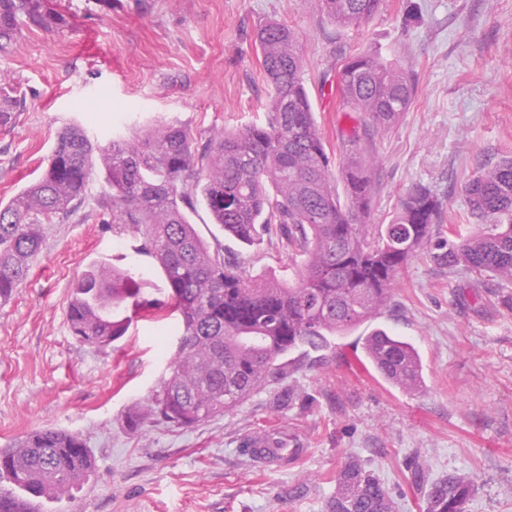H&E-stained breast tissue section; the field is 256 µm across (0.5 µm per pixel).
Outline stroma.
<instances>
[{
  "instance_id": "35a3bbf8",
  "label": "stroma",
  "mask_w": 512,
  "mask_h": 512,
  "mask_svg": "<svg viewBox=\"0 0 512 512\" xmlns=\"http://www.w3.org/2000/svg\"><path fill=\"white\" fill-rule=\"evenodd\" d=\"M62 25L26 34L0 53V72L23 104L0 126V201L43 172L59 132L80 125L92 142L132 134L161 119L188 127L198 142L263 123L271 94L254 40L270 20L290 25L305 87L335 167L351 151L344 137L367 121L338 109L336 71L362 54L407 72L412 103L388 133L374 136L379 161L370 213L390 223L415 185L446 200L444 228L476 229L464 186L512 154V0H384L357 28L322 16L317 0H50ZM102 166L69 220L48 224L28 278L0 301V450L53 427L79 434L94 460L91 476L43 512H324L347 459L375 470L396 512H423L417 476L460 474L476 491L467 512H512V310L506 286L412 260L387 306L345 336L334 358L290 366L301 407L275 408L274 389L191 428H132L166 369L151 320L133 323L104 348L76 341L66 316L77 279L91 265H158L138 255L136 237L102 207ZM189 219L210 245L252 274L290 278L291 255L275 228L247 247L213 224L204 204ZM385 328L418 349L424 382L406 391L381 380L361 336ZM280 433L306 453L267 474L241 449L244 439Z\"/></svg>"
}]
</instances>
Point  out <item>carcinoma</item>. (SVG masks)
I'll use <instances>...</instances> for the list:
<instances>
[{"instance_id": "carcinoma-1", "label": "carcinoma", "mask_w": 512, "mask_h": 512, "mask_svg": "<svg viewBox=\"0 0 512 512\" xmlns=\"http://www.w3.org/2000/svg\"><path fill=\"white\" fill-rule=\"evenodd\" d=\"M339 27H358L382 0H318ZM62 23L44 0H0V53L27 33ZM255 42L272 92L265 122L210 137L202 146L186 127L158 122L135 136L94 145L84 130H62L35 183L0 203V300H9L28 277L44 243L43 226L60 224L84 201L95 162L105 171L104 207L139 236L137 252L161 270L163 298L148 294L129 269L91 266L76 284L66 315L72 335L103 348L126 335L133 319L169 312L180 317L179 340L149 405L129 416L135 428L166 423L189 427L231 410L253 394L288 378L285 358L330 348L385 306L399 272L424 256L441 269L488 275L512 285V156L469 180L465 201L478 231L463 240L442 229L445 201L417 185L389 224H370L377 161L358 152L334 185L332 159L319 133L307 93L293 28L261 25ZM339 110L363 112L379 130L399 122L414 85L400 69L366 55L341 65ZM22 100L0 72V125L11 123ZM200 198L214 223L244 245L255 244L257 225H277L291 255L303 258L294 281L259 278L243 262L224 257L190 223ZM363 348L375 371L405 389L423 383L413 344L377 330ZM93 460L76 433L42 428L0 452V512L79 488ZM473 485L455 474L425 490L424 512H467ZM325 512H394L382 480L356 459L336 476Z\"/></svg>"}]
</instances>
